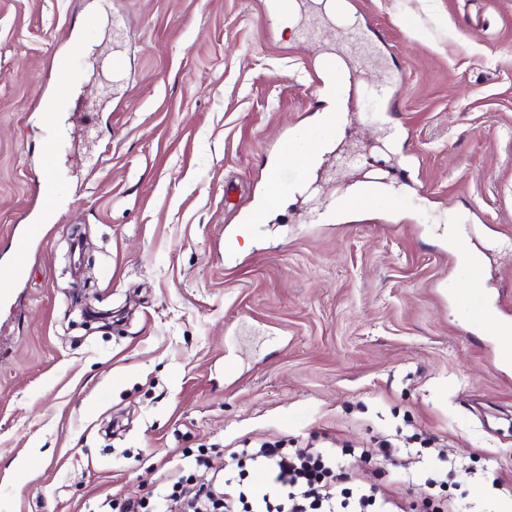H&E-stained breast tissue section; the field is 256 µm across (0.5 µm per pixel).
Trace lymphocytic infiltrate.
Returning a JSON list of instances; mask_svg holds the SVG:
<instances>
[{"label":"lymphocytic infiltrate","instance_id":"obj_1","mask_svg":"<svg viewBox=\"0 0 512 512\" xmlns=\"http://www.w3.org/2000/svg\"><path fill=\"white\" fill-rule=\"evenodd\" d=\"M394 449L368 459L355 498L342 485L348 479L341 448H286L262 443L211 459L196 457L195 466L210 470L211 478L189 484L179 469L167 470L153 497L137 491L124 495L121 512H467L463 503L432 504L435 479L424 482L420 498L403 504L398 496L402 479L393 473ZM250 461L263 473L258 483L242 484L234 469Z\"/></svg>","mask_w":512,"mask_h":512}]
</instances>
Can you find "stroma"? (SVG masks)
Wrapping results in <instances>:
<instances>
[{"instance_id":"stroma-1","label":"stroma","mask_w":512,"mask_h":512,"mask_svg":"<svg viewBox=\"0 0 512 512\" xmlns=\"http://www.w3.org/2000/svg\"><path fill=\"white\" fill-rule=\"evenodd\" d=\"M345 5L355 165L250 224L268 163L298 176L289 148L325 135L312 81L344 40L312 0V41L277 0H0V512H100L161 463L200 484L197 450L281 440H337L358 473L399 427L464 462L469 512L512 504V365L450 293L462 241L512 303V0ZM366 167L388 201L340 207ZM58 147L54 142L46 145L43 156L44 176L39 184V193L51 197L55 193L57 182ZM43 228L35 219L26 224L23 232L17 235L16 245L12 254V263L19 272H24L30 265L32 243L42 238Z\"/></svg>"}]
</instances>
